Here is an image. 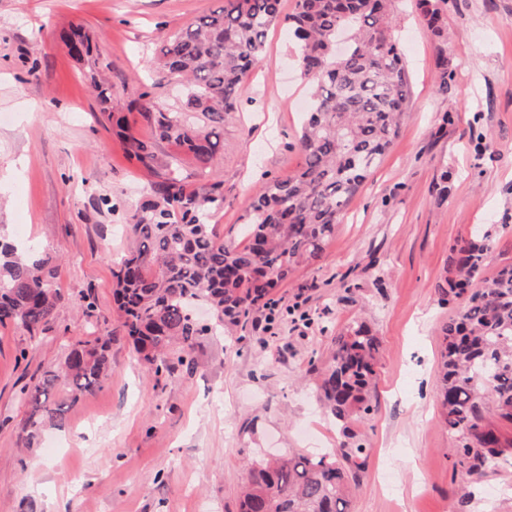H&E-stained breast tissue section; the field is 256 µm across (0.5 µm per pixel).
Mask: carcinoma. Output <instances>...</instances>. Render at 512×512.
<instances>
[{
  "label": "carcinoma",
  "instance_id": "obj_1",
  "mask_svg": "<svg viewBox=\"0 0 512 512\" xmlns=\"http://www.w3.org/2000/svg\"><path fill=\"white\" fill-rule=\"evenodd\" d=\"M179 35L161 40L151 67L185 83L184 107L163 111L146 90L134 102L142 122L197 167L219 151L218 129L238 110L239 91L263 53L268 30L283 21L281 0H218ZM392 0H296L284 20L298 46L301 78L312 88L296 146L302 164L266 181L242 216L247 243L224 238L212 224L224 208V179L188 184L178 160H162L130 133L129 120H105L124 134L129 158L160 167V180L135 208L131 245L114 262L112 278L121 326L149 372L172 371L200 336L248 325L253 312L276 309L272 292L295 268L322 258L336 224L396 138L409 84L394 37ZM428 28L441 34L438 0H419ZM488 236L475 233L450 249L438 303L457 306L440 328L442 422L457 439L451 468L474 479L512 460L488 414L512 423V266L481 288ZM57 267L46 254L29 258L0 242V324L34 334L47 326L62 296ZM207 306L211 320L194 314ZM111 340L67 348L57 370L23 386L27 440L62 424L65 407L92 392L111 369ZM329 359L309 361L317 398L340 426V448L262 459L248 470L239 512H348L352 489L368 466L366 440L353 426L371 411L379 339L362 320L331 338Z\"/></svg>",
  "mask_w": 512,
  "mask_h": 512
}]
</instances>
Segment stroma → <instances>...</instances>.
<instances>
[{
  "instance_id": "1",
  "label": "stroma",
  "mask_w": 512,
  "mask_h": 512,
  "mask_svg": "<svg viewBox=\"0 0 512 512\" xmlns=\"http://www.w3.org/2000/svg\"><path fill=\"white\" fill-rule=\"evenodd\" d=\"M217 0H0V240L57 258L63 296L37 337L0 325V512H236L254 461L291 449L325 452L335 423L303 375L311 354L354 319L380 340L374 411L361 428L368 467L351 512H512V466L469 481L459 503L456 446L439 414L440 328L452 311L436 286L451 246L488 231L485 275L512 264V0H446L443 38L418 0H395L409 76L407 115L392 147L351 200L321 262L275 290L283 319L264 311L230 336L199 337L190 364L148 374L113 309V262L156 171L129 160L101 125L87 62L65 35L81 26L107 68L112 109L145 88L162 109L182 97L147 66L157 41ZM448 63L440 87L439 59ZM284 24L224 123L210 168L182 162L189 182L224 179L213 222L236 238L266 180L295 171L307 87ZM95 308L83 314L81 296ZM112 339V371L73 403L62 427L22 445V386L55 368L69 345Z\"/></svg>"
}]
</instances>
